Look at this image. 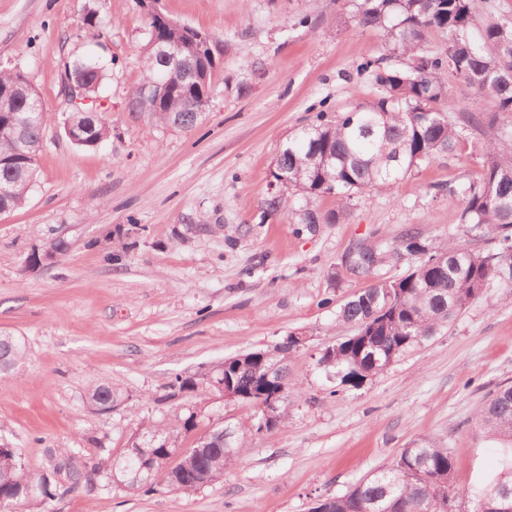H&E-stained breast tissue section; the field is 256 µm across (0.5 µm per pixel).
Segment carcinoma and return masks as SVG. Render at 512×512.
Masks as SVG:
<instances>
[{
    "label": "carcinoma",
    "instance_id": "obj_1",
    "mask_svg": "<svg viewBox=\"0 0 512 512\" xmlns=\"http://www.w3.org/2000/svg\"><path fill=\"white\" fill-rule=\"evenodd\" d=\"M351 19L375 32L383 53L360 62L378 88L376 97L328 119L324 113L288 138L278 152L274 179H283L267 201L269 210H298L303 224H338L345 218L354 194L375 187H392L420 164L444 154L464 155L473 145L470 137L448 119L455 102L449 80L466 83L472 98L463 119L471 130H492L484 144L482 173L478 180L452 189L462 201L459 223L497 232L498 249L479 252L465 243L450 242L437 250L428 248L417 234L407 232L377 255L376 266L364 246L350 253L351 269L371 275L389 257L418 258L402 276L379 281L352 295L339 309L336 322L351 325L354 333L328 351L341 382L359 384L377 375L390 363L406 357L429 340L462 310L487 302L485 288L492 280L512 288V22L492 20L482 26L481 37L471 40L464 31L474 25L472 0H352ZM148 40L142 52V77L131 89L127 108L135 121L188 130L205 116L212 91V59L221 55L222 40L193 46L186 42L187 25L170 17H147ZM431 30L448 34L446 52L424 55L421 43ZM181 48L186 69L179 74L160 46ZM405 66L389 65L391 58ZM208 71L198 79L192 67ZM67 75L81 81L96 100L106 79V66L95 58L74 62ZM166 77V93L148 109L141 107L142 92ZM48 111L16 70L0 68V212L25 207L38 174V155ZM111 136V127L97 119L85 137L84 148H93ZM336 199V209L325 215L309 204L316 197ZM271 349L282 362L278 387L288 398L289 360L299 351L290 337ZM26 349L16 336L0 334V372L22 363ZM266 365L261 350L224 359L211 372L212 380L224 378L237 401L256 405L264 390ZM220 389L211 380L175 377L172 387L194 392L199 385ZM87 403L110 412L123 394L107 382L88 389ZM198 413L192 408L171 426L143 425L121 460L110 449L98 446L89 460L69 448H50L44 461L33 465L17 449L0 442V512H47L55 498L83 485H93V475L110 473L121 462L135 470L139 465L142 436L154 438L150 478L134 489L149 494L159 488L192 494L224 476L236 460L237 430L229 441L220 426L189 448L175 445L181 434L193 432ZM481 427L500 440L504 448L500 471L471 492V512L481 504L497 505L502 494H512V386L499 387L478 416ZM454 458L441 444L428 438L402 449L395 463L372 473L346 492L322 499L312 512H458L453 492Z\"/></svg>",
    "mask_w": 512,
    "mask_h": 512
}]
</instances>
